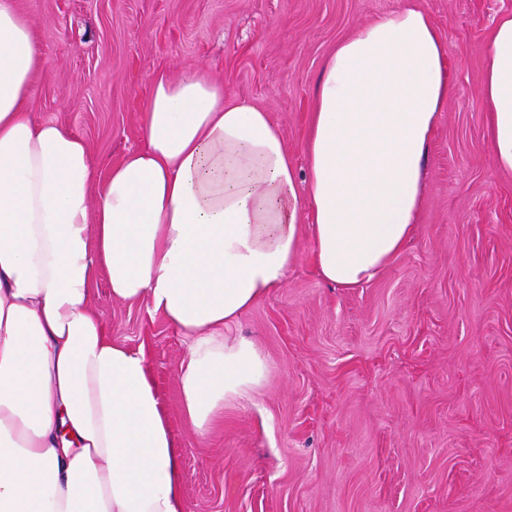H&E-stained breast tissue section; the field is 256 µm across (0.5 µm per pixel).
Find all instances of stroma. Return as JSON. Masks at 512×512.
I'll list each match as a JSON object with an SVG mask.
<instances>
[{
    "mask_svg": "<svg viewBox=\"0 0 512 512\" xmlns=\"http://www.w3.org/2000/svg\"><path fill=\"white\" fill-rule=\"evenodd\" d=\"M402 0H16L43 47L28 110L83 138L98 174L142 144L150 77L204 69L268 110L296 167L323 59ZM452 90L406 250L346 291L310 238L283 288L225 328L266 362L207 432L183 418V336L146 303L95 311L144 348L180 450L184 512H512V173L497 172L478 88L512 0H422Z\"/></svg>",
    "mask_w": 512,
    "mask_h": 512,
    "instance_id": "35a3bbf8",
    "label": "stroma"
}]
</instances>
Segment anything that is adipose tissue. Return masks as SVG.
Masks as SVG:
<instances>
[{
    "label": "adipose tissue",
    "instance_id": "ef3b65f1",
    "mask_svg": "<svg viewBox=\"0 0 512 512\" xmlns=\"http://www.w3.org/2000/svg\"><path fill=\"white\" fill-rule=\"evenodd\" d=\"M45 55L0 0V512H183L179 450L144 349L92 309L147 301L188 342L179 385L198 431L259 387L265 364L225 327L283 287L313 244L351 289L405 250L451 85L417 0L357 27L323 61L297 171L268 111L203 70L149 80L142 146L98 177L86 142L27 110ZM479 93L494 166L512 173V13Z\"/></svg>",
    "mask_w": 512,
    "mask_h": 512
}]
</instances>
